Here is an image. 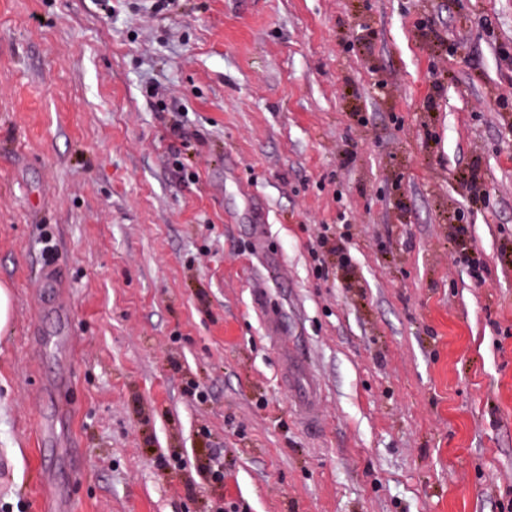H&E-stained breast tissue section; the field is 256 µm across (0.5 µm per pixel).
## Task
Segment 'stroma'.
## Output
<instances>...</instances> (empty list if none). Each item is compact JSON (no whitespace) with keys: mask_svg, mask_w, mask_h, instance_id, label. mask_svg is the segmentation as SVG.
<instances>
[{"mask_svg":"<svg viewBox=\"0 0 512 512\" xmlns=\"http://www.w3.org/2000/svg\"><path fill=\"white\" fill-rule=\"evenodd\" d=\"M506 50L512 0H0V512H512Z\"/></svg>","mask_w":512,"mask_h":512,"instance_id":"obj_1","label":"stroma"}]
</instances>
